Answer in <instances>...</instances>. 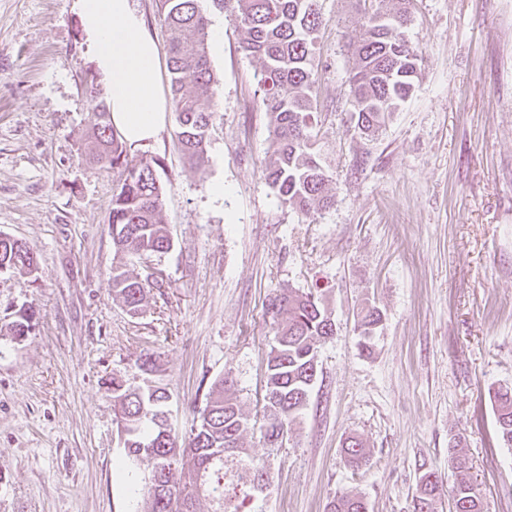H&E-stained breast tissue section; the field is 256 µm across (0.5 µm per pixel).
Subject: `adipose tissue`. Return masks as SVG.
<instances>
[{"label": "adipose tissue", "instance_id": "ef3b65f1", "mask_svg": "<svg viewBox=\"0 0 512 512\" xmlns=\"http://www.w3.org/2000/svg\"><path fill=\"white\" fill-rule=\"evenodd\" d=\"M84 41L108 89L114 128L131 147L157 137L168 103L161 91L159 52L132 0H75Z\"/></svg>", "mask_w": 512, "mask_h": 512}]
</instances>
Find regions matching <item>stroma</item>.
Wrapping results in <instances>:
<instances>
[{
	"instance_id": "35a3bbf8",
	"label": "stroma",
	"mask_w": 512,
	"mask_h": 512,
	"mask_svg": "<svg viewBox=\"0 0 512 512\" xmlns=\"http://www.w3.org/2000/svg\"><path fill=\"white\" fill-rule=\"evenodd\" d=\"M74 0H0V234L31 246L39 273L0 274V512H144L150 467L123 456L113 374L146 355L170 423L189 437L210 384L227 376L249 420L241 443L269 460L257 512H324L361 496L369 512H413L419 477L438 472L451 512L453 456H464L484 512H512V449L494 394L512 389V0H414L407 37L424 58L412 95L366 136L350 114L356 0H321L318 112L310 131L336 189L306 214L281 204L262 161L259 64L231 17L210 47L215 110L203 168L176 148L175 119L130 149L161 157L162 216L173 238L144 258L146 306L112 294L109 214L117 176L80 157L93 64ZM223 195H216V186ZM322 288L336 334L320 343L309 403L277 448L263 439L274 329L285 289ZM31 304L33 330L7 328ZM382 321L360 352L357 313ZM357 435L368 461L349 467Z\"/></svg>"
}]
</instances>
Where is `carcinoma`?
Returning <instances> with one entry per match:
<instances>
[{
  "mask_svg": "<svg viewBox=\"0 0 512 512\" xmlns=\"http://www.w3.org/2000/svg\"><path fill=\"white\" fill-rule=\"evenodd\" d=\"M233 18L242 32V49L261 66L260 106L269 123L270 147L263 164L266 181L282 204L300 213L328 207L335 193L313 152L310 129L317 111L318 64L316 41L323 24L320 0H156L157 15L167 47L168 86L176 120L178 149L193 166L207 160L206 143L212 107L208 100L214 82L208 50L206 2ZM412 0H395L381 11L364 8V37L353 45L355 66L349 77V100L360 133L373 135L385 127L391 114L414 90L421 57L405 36L411 22ZM85 93L93 102L91 135L82 153L90 167L109 166L119 176L112 195L114 258L112 292L126 310L136 315L149 293V278L128 269L130 261L148 254H164L173 239L162 219L164 187L160 159L145 156L133 163L127 143L115 130L97 74L86 81ZM33 274L38 271L33 248L13 239L0 238V269ZM275 326L274 344L267 361L264 397L266 445H282L284 432L307 407L316 382L317 341L336 334V326L319 297L290 290L272 297L267 305ZM32 307H21L9 323L12 334L31 327ZM381 321L379 310L360 312V335H372ZM107 390L112 392L117 432L123 441V463L130 469L146 459L151 464L144 488L147 512H173L180 500L188 512L207 494L218 504L214 512H241L231 505L224 479L234 470L237 483L250 490L255 484L271 487L270 473L263 463H251L240 447L247 423L237 399L224 388V380L212 383L198 425L188 443L182 445L171 429H161L150 415L164 406L165 389L147 381L138 384L114 375ZM498 432L512 448V390L494 396ZM191 449L193 469L172 467L175 450ZM347 462L359 466L366 461L365 447L358 438L346 439ZM458 477L451 489L453 512H483L478 485L455 460ZM163 470L168 490L160 489L156 471ZM443 491L436 473L419 477L415 512H433V503ZM326 512H368L366 501L356 495H336Z\"/></svg>",
  "mask_w": 512,
  "mask_h": 512,
  "instance_id": "cac0c4a2",
  "label": "carcinoma"
}]
</instances>
